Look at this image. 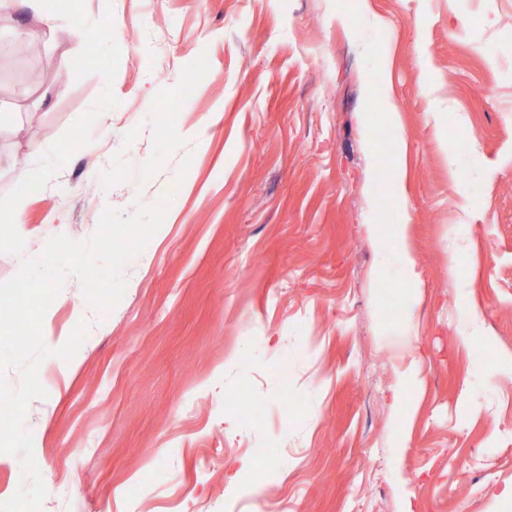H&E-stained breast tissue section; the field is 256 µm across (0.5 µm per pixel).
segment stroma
I'll use <instances>...</instances> for the list:
<instances>
[{"label": "stroma", "instance_id": "35a3bbf8", "mask_svg": "<svg viewBox=\"0 0 512 512\" xmlns=\"http://www.w3.org/2000/svg\"><path fill=\"white\" fill-rule=\"evenodd\" d=\"M85 10L113 14V81L75 77L77 27L0 11L1 153L28 161L104 89L117 99L29 197L0 282L54 235L89 240L105 208L172 199L115 306L69 277L44 316L51 348L88 329L71 360L42 362L47 395L24 419L40 512H497L512 488V0ZM26 26L39 35L11 62ZM382 195L393 228L374 236Z\"/></svg>", "mask_w": 512, "mask_h": 512}]
</instances>
